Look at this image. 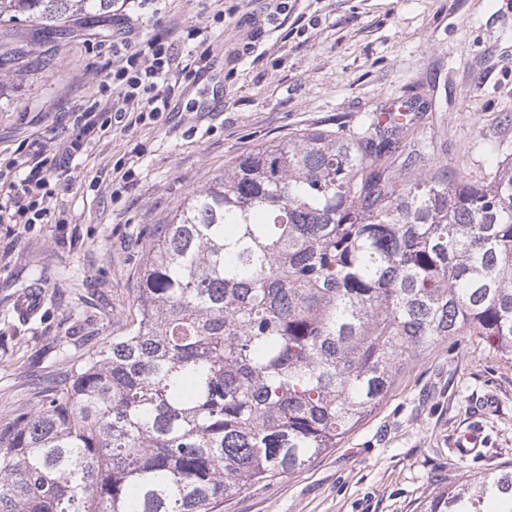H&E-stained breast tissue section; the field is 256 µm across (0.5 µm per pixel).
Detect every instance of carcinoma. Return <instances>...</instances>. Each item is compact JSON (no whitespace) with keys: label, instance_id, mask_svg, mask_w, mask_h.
<instances>
[{"label":"carcinoma","instance_id":"cac0c4a2","mask_svg":"<svg viewBox=\"0 0 512 512\" xmlns=\"http://www.w3.org/2000/svg\"><path fill=\"white\" fill-rule=\"evenodd\" d=\"M116 0H0L43 36ZM231 163L150 240L121 336L0 428V512H215L336 447L440 340L512 356V153L482 182L384 156L411 114ZM512 512V472L423 512Z\"/></svg>","mask_w":512,"mask_h":512}]
</instances>
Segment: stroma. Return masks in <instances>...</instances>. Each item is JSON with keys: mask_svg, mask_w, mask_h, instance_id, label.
Listing matches in <instances>:
<instances>
[{"mask_svg": "<svg viewBox=\"0 0 512 512\" xmlns=\"http://www.w3.org/2000/svg\"><path fill=\"white\" fill-rule=\"evenodd\" d=\"M145 0L69 36L36 23L0 26L15 54L0 100V167L27 140L67 141L99 97L112 39L134 42L192 26L213 52L203 77L180 75L172 111L131 129L108 127L57 169L50 205L60 224H0V421L32 408L37 380L123 335L155 225L235 159L307 129L355 125L396 101L414 125L389 155L415 174L430 144L442 168L481 181L512 153V0ZM220 112L198 104L214 92ZM135 160L122 182L118 163ZM43 305L18 318L19 293ZM481 433L476 453L455 451ZM512 469V359L491 340L460 336L417 356L361 424L328 453L217 512H421L463 473Z\"/></svg>", "mask_w": 512, "mask_h": 512, "instance_id": "35a3bbf8", "label": "stroma"}]
</instances>
